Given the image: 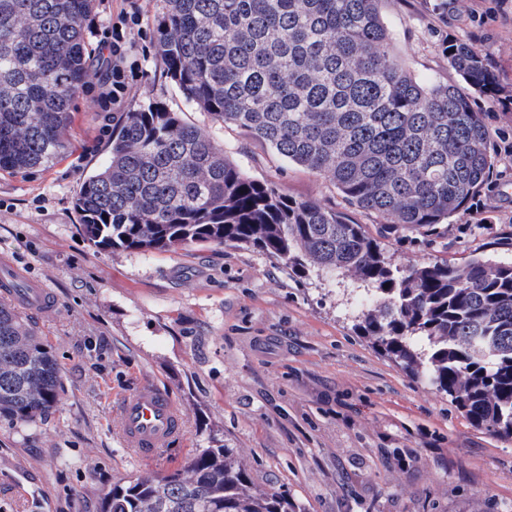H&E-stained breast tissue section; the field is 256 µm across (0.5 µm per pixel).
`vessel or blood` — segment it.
Listing matches in <instances>:
<instances>
[{"label": "vessel or blood", "instance_id": "1", "mask_svg": "<svg viewBox=\"0 0 512 512\" xmlns=\"http://www.w3.org/2000/svg\"><path fill=\"white\" fill-rule=\"evenodd\" d=\"M118 414L125 445L143 459L157 457L181 432L172 397L150 382L125 395L119 402Z\"/></svg>", "mask_w": 512, "mask_h": 512}]
</instances>
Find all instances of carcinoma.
<instances>
[{"mask_svg":"<svg viewBox=\"0 0 512 512\" xmlns=\"http://www.w3.org/2000/svg\"><path fill=\"white\" fill-rule=\"evenodd\" d=\"M95 0H0V170L50 168L69 149L71 107L96 59ZM155 48L190 107L324 175L352 205L405 229L467 209L496 165L471 95L414 74L381 0H159ZM473 93L505 92L471 41L447 45ZM101 250L242 245L300 277L363 292L355 329L472 424L512 437V261L392 267L363 225L247 176L205 130L149 104L112 130L110 158L75 199ZM59 367L0 301V417L27 423L57 404ZM101 512H297L256 486L239 451L201 448L183 469L112 484Z\"/></svg>","mask_w":512,"mask_h":512,"instance_id":"obj_1","label":"carcinoma"}]
</instances>
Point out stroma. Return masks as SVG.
I'll return each instance as SVG.
<instances>
[{"label":"stroma","instance_id":"obj_1","mask_svg":"<svg viewBox=\"0 0 512 512\" xmlns=\"http://www.w3.org/2000/svg\"><path fill=\"white\" fill-rule=\"evenodd\" d=\"M411 71L457 83L442 49L474 42L512 86V0H382ZM122 112L74 103L70 149L51 168L0 171V261L43 283L48 310L26 320L60 368L58 402L29 424L0 419V512H100L112 483L181 469L197 449H239L253 482L302 512H512V437L474 426L450 398L412 379L353 327L336 283L298 280L248 247L196 244L103 251L81 239L74 199L108 160L123 112L159 103L210 132L248 176L345 213L403 267L512 260V112L476 98L497 154L481 200L437 231L406 230L350 205L322 175L186 106L139 37ZM174 400L183 431L151 460L122 444L119 399L145 380Z\"/></svg>","mask_w":512,"mask_h":512}]
</instances>
